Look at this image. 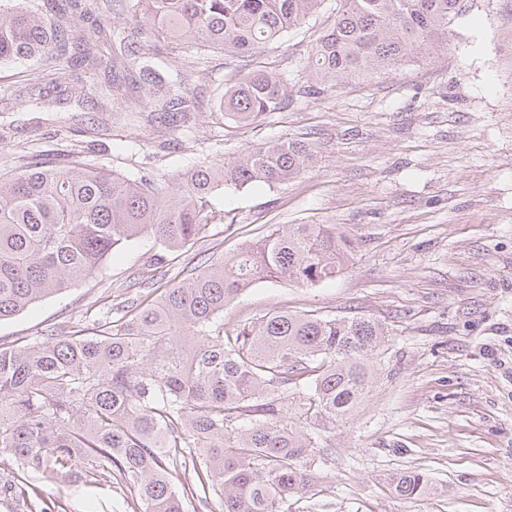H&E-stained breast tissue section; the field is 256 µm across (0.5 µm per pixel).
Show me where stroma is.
Here are the masks:
<instances>
[{
	"instance_id": "obj_1",
	"label": "stroma",
	"mask_w": 512,
	"mask_h": 512,
	"mask_svg": "<svg viewBox=\"0 0 512 512\" xmlns=\"http://www.w3.org/2000/svg\"><path fill=\"white\" fill-rule=\"evenodd\" d=\"M465 4L430 54L322 83L302 64L335 15L336 0H323L283 44L236 69L210 51L183 123L138 115L132 97L122 112L97 108L102 74L86 68L33 106L13 95L19 65H1L0 171L73 153L164 188L201 161L220 166L280 136L309 139L315 158L288 183L212 197L215 219L183 250L162 253L149 237L118 248L92 278L0 322V342L70 332L277 226L333 224L357 244L334 281L261 282L224 311L228 330L278 310L366 316L387 330L368 397L315 432L316 484L289 512H512V0ZM257 66L310 91L251 125L225 121L218 83ZM401 469L427 474L432 492L391 494L383 480ZM39 488L68 512L111 506L74 479Z\"/></svg>"
}]
</instances>
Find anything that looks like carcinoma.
Returning a JSON list of instances; mask_svg holds the SVG:
<instances>
[{
	"instance_id": "1",
	"label": "carcinoma",
	"mask_w": 512,
	"mask_h": 512,
	"mask_svg": "<svg viewBox=\"0 0 512 512\" xmlns=\"http://www.w3.org/2000/svg\"><path fill=\"white\" fill-rule=\"evenodd\" d=\"M323 0H123L127 34L112 79V35L74 34L84 0L0 2V64L38 65L20 94L43 78L65 84L72 63L103 73L104 103L148 86L141 112L175 122L196 111L194 65L171 68L153 39L229 57L282 43ZM332 24L303 66L321 81L392 70L442 44L464 0H336ZM288 100V76L255 69L224 84L220 111L249 124ZM314 157L308 140L278 138L216 167L197 164L162 190L97 170L73 156L0 173V321L91 277L118 247L151 236L165 250L194 241L224 189L283 184ZM356 242L334 224H285L151 299L120 307L64 336L0 343V498L20 512H67L44 503L32 479L77 477L127 490L122 512H288L313 484L317 446L306 426L326 429L368 396L370 358L386 332L370 317L276 311L224 330L218 319L259 282L315 286L335 279ZM303 387L298 420L284 413L288 385ZM192 479L176 485L178 474ZM386 488L402 499L431 490L399 470Z\"/></svg>"
}]
</instances>
